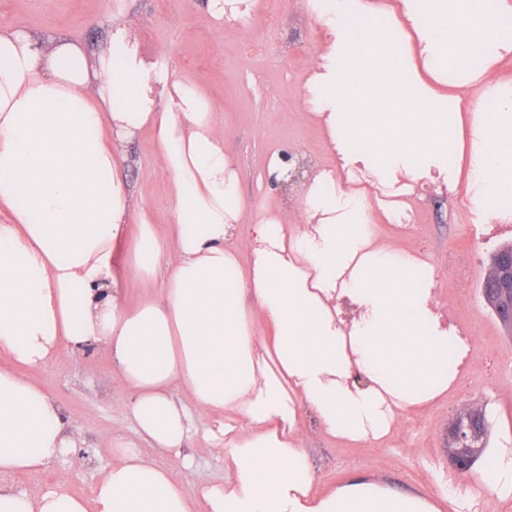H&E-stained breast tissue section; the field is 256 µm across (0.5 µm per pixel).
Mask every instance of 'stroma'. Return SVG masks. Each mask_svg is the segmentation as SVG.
<instances>
[{"instance_id":"1","label":"stroma","mask_w":512,"mask_h":512,"mask_svg":"<svg viewBox=\"0 0 512 512\" xmlns=\"http://www.w3.org/2000/svg\"><path fill=\"white\" fill-rule=\"evenodd\" d=\"M122 4L142 50L170 57L218 112L224 151L239 174L242 224L284 206L296 211L304 187L269 181L270 157L277 152L300 155L327 168L339 163L305 103L306 79L320 54L323 33L303 0H263L258 16L231 25L210 19L203 0ZM110 10V0H0V24L67 39L94 52L108 37ZM445 93L455 102L448 115L456 127L448 163L450 184L405 196L406 210L415 217V234H404L387 222L375 225L374 233L393 250L419 254L432 267L436 303L458 300L460 318L470 321L476 333L470 370L456 376L451 389L430 406L398 419L379 442L350 443L329 436L312 413L300 410L298 429L314 467V490L320 494L354 476L425 496L434 494L439 474L478 481L477 468L458 475L447 462L448 426L465 405L485 413L489 447L512 446V337L480 292L495 247L512 242V223L491 226L489 199L483 195L472 196L463 209L450 203L454 190L466 189L471 154L479 149L471 135V115L481 112L487 120H496L497 105L492 93L457 80L446 82ZM124 152L125 180L159 233L167 234L173 222L170 178L156 163L152 134L140 133L125 144ZM456 250L478 255L463 284L448 270V255ZM28 376L63 409L84 452L60 457L39 473L0 474V485L26 489L59 483L71 493L90 496L112 464L110 437L133 435L129 396L113 380L110 356L100 346L84 352L65 349L55 363L30 370ZM185 451L194 457L192 466L173 455L164 464L187 492L223 480V449L203 448L194 441Z\"/></svg>"}]
</instances>
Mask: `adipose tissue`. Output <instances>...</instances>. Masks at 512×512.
Listing matches in <instances>:
<instances>
[{
  "label": "adipose tissue",
  "mask_w": 512,
  "mask_h": 512,
  "mask_svg": "<svg viewBox=\"0 0 512 512\" xmlns=\"http://www.w3.org/2000/svg\"><path fill=\"white\" fill-rule=\"evenodd\" d=\"M325 46L307 79L309 110L347 170L311 174L302 221L287 212L235 229L242 208L218 115L172 60L143 52L125 11L103 47L45 45L0 27V473L37 472L81 446L60 407L25 374L61 347H104L114 381L130 393L138 438L160 453L182 448L190 417L185 386L213 422L201 436L224 451V480L188 497L171 472L134 442L111 443L112 465L90 497L60 486L0 487V512H438L436 501L351 479L312 491L298 433L307 407L332 437L377 441L406 411L451 384L448 332L430 307L423 260L376 239L374 211L395 203L372 192L447 180L448 114L437 90L403 60L419 55L436 75L471 57L512 53L507 0H307ZM394 21L390 53L380 31L351 37L348 16ZM151 130L169 173L173 226L160 236L119 175L123 145ZM469 185L512 188V124L488 128ZM137 224L127 241L128 224ZM167 277L159 295L127 308L124 278ZM361 315L345 323L340 304ZM265 319L273 338L260 336ZM481 482L439 484L436 500L512 488V450L491 448Z\"/></svg>",
  "instance_id": "adipose-tissue-1"
}]
</instances>
